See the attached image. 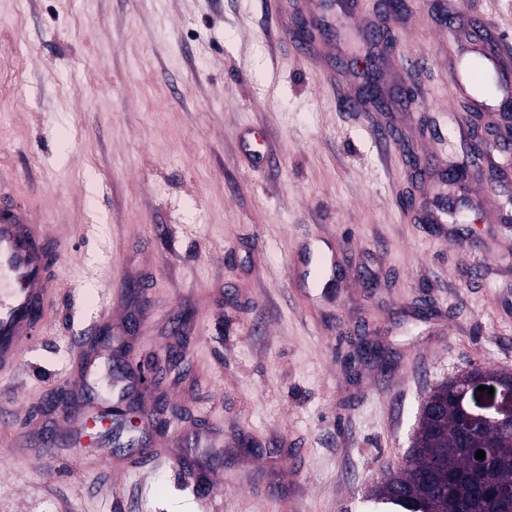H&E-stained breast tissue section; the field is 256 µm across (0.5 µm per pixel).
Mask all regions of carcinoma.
<instances>
[{
    "mask_svg": "<svg viewBox=\"0 0 512 512\" xmlns=\"http://www.w3.org/2000/svg\"><path fill=\"white\" fill-rule=\"evenodd\" d=\"M443 404L439 420L420 415L412 447L398 470L387 471L367 500L405 512H512V434L485 426L474 434L460 430L461 405L455 390L437 386L422 406ZM485 449L480 463L476 451Z\"/></svg>",
    "mask_w": 512,
    "mask_h": 512,
    "instance_id": "1",
    "label": "carcinoma"
}]
</instances>
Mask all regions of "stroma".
I'll return each mask as SVG.
<instances>
[{"mask_svg": "<svg viewBox=\"0 0 512 512\" xmlns=\"http://www.w3.org/2000/svg\"><path fill=\"white\" fill-rule=\"evenodd\" d=\"M354 2L306 59L277 31L310 0H0V168L65 244L0 412L56 420L44 404L80 351L134 317L129 356L159 374L144 401L170 410L147 441L183 437L193 460L116 481L133 451L109 430L43 450L16 447V424L0 512H201L210 468L222 512H365L434 387L512 372V161L493 157L496 186L447 183L470 128L452 73L473 28L512 46V11ZM369 66L386 107L345 110ZM246 130L273 165L242 156Z\"/></svg>", "mask_w": 512, "mask_h": 512, "instance_id": "stroma-1", "label": "stroma"}]
</instances>
